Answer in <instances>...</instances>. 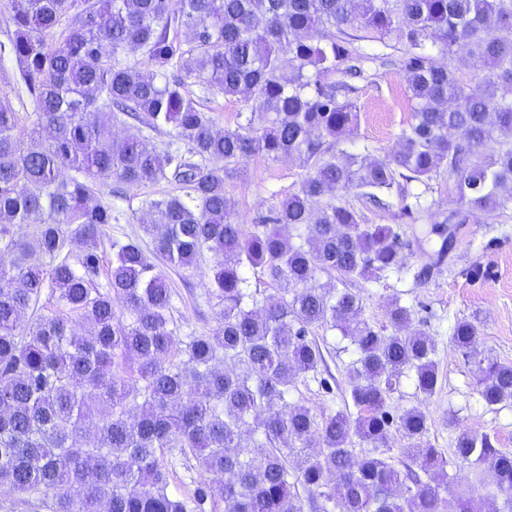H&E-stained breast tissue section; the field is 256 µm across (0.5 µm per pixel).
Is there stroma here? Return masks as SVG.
I'll list each match as a JSON object with an SVG mask.
<instances>
[{
  "instance_id": "35a3bbf8",
  "label": "stroma",
  "mask_w": 512,
  "mask_h": 512,
  "mask_svg": "<svg viewBox=\"0 0 512 512\" xmlns=\"http://www.w3.org/2000/svg\"><path fill=\"white\" fill-rule=\"evenodd\" d=\"M375 61L362 65L353 78L355 98L361 110L357 128L347 135L344 147L354 152L368 147L380 161L391 160L401 134L411 120V98L404 81L386 59L383 46L369 44ZM187 94L212 117L215 129L236 127L246 105L224 98L218 90L202 93L194 78H186ZM239 177L227 180L225 189L236 203L245 223L266 214L305 175L298 162L283 158L265 160L259 156L239 159ZM421 208L404 211H373V224H398L403 230L402 269L374 282L359 283L363 299L361 316L374 326L386 323L392 301H400L413 311L416 328L437 345L441 387L431 397L416 393L408 378H401L390 400L391 413L417 407L428 418V444L448 449L457 433H491L500 447L512 449V401L486 406L476 386V368L451 341V327L461 318L478 319L481 349L504 362H512V207L497 220L470 218L456 225L453 241L442 262H435L442 239L432 226L443 222L456 210V197L445 181L433 182L421 199ZM331 377L322 384L312 375L300 376L292 388L291 402L305 405L315 414L352 409L346 370L354 360L351 346L339 334L321 337Z\"/></svg>"
}]
</instances>
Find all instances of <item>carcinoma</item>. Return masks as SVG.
Returning a JSON list of instances; mask_svg holds the SVG:
<instances>
[{
  "instance_id": "cac0c4a2",
  "label": "carcinoma",
  "mask_w": 512,
  "mask_h": 512,
  "mask_svg": "<svg viewBox=\"0 0 512 512\" xmlns=\"http://www.w3.org/2000/svg\"><path fill=\"white\" fill-rule=\"evenodd\" d=\"M9 56L35 119L0 97V490L27 512H444L447 466L472 468L512 512V451L493 434L429 445L427 415L389 411L400 379L432 396L437 346L390 305L361 319L348 288L400 269L392 207L408 185L444 179L451 218L490 220L512 203V0H6ZM188 35L187 43L179 39ZM396 40L390 60L415 102L388 162L340 149L360 120L357 42ZM465 48L484 72L468 88L439 58ZM137 49L142 61L124 54ZM238 97L246 123L214 129L182 76ZM133 119L150 133L116 138ZM296 157L306 169L269 214L245 225L224 180L238 159ZM174 182L147 197L143 232L109 239L124 211L98 199L112 180ZM358 199L355 207L342 202ZM304 238L295 245L292 236ZM206 261L216 325L179 335L161 265ZM325 274L331 282L316 281ZM278 285L270 301L252 280ZM339 330L356 415L288 402L301 374L328 370L314 329ZM453 344L477 366L489 407L512 400V363L483 354L458 319ZM412 442L391 456V430ZM263 437V450L248 439ZM360 447L354 453V447ZM208 477L181 496L169 469Z\"/></svg>"
}]
</instances>
